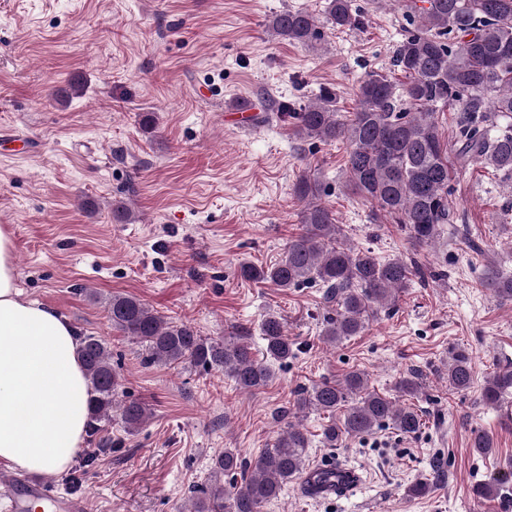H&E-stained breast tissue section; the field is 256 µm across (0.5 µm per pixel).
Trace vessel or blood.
<instances>
[{
  "instance_id": "vessel-or-blood-1",
  "label": "vessel or blood",
  "mask_w": 512,
  "mask_h": 512,
  "mask_svg": "<svg viewBox=\"0 0 512 512\" xmlns=\"http://www.w3.org/2000/svg\"><path fill=\"white\" fill-rule=\"evenodd\" d=\"M322 471L328 473V480L310 476L307 487L316 498L340 495L353 488L358 476L353 469L333 461L323 463ZM0 489L8 495L12 512H29L31 504H38L39 512H85L82 498L58 493L51 478H17L11 474L0 475Z\"/></svg>"
}]
</instances>
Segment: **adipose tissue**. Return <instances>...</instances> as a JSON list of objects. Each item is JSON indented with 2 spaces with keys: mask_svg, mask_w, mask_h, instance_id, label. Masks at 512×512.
Masks as SVG:
<instances>
[{
  "mask_svg": "<svg viewBox=\"0 0 512 512\" xmlns=\"http://www.w3.org/2000/svg\"><path fill=\"white\" fill-rule=\"evenodd\" d=\"M76 333L16 286L13 243L0 228V462L64 471L85 435L88 386Z\"/></svg>",
  "mask_w": 512,
  "mask_h": 512,
  "instance_id": "1",
  "label": "adipose tissue"
}]
</instances>
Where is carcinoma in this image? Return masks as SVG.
I'll return each mask as SVG.
<instances>
[{"label":"carcinoma","instance_id":"obj_1","mask_svg":"<svg viewBox=\"0 0 512 512\" xmlns=\"http://www.w3.org/2000/svg\"><path fill=\"white\" fill-rule=\"evenodd\" d=\"M410 22L394 50L393 70L405 82L372 71L362 81L355 111L343 118L336 112V93L320 89L317 97L277 111L292 119L302 139L349 142L345 186L383 217L403 228L417 244L434 245L442 226L451 223V172L480 164L512 181V0H388ZM326 22L338 30L355 29L361 14L352 0H325ZM275 37L301 44L324 38L319 17L306 10H285L268 21ZM459 112L453 144L442 139L436 113ZM295 193L305 203L300 232L288 243L284 260L268 267L240 266V277L278 288L322 284L327 308L321 340L334 346L360 335L381 309H394L414 279L425 282L417 263L378 259L371 251L355 250L340 241L341 226L322 202L321 184L303 176ZM482 287L500 302H512V275L495 266L481 277ZM112 326L144 347L145 361L183 364L230 377L242 391L270 382L273 360L295 357V343L285 323L269 315L261 323L262 354L239 336L222 340L204 337L191 326L173 324L141 300L114 295L107 304ZM78 356L89 387L87 431L93 437L112 422L121 387L112 355L97 336L79 337ZM448 386L467 391L473 384L471 358L463 350L450 353L445 369ZM422 388L411 372L397 383L399 393L414 397ZM512 388V367L487 378L482 398L499 403ZM300 409L328 414L323 442L331 447L346 437H361L390 425L406 437L420 431L423 420L413 405H398L369 388L365 375L350 371L341 380L323 381L300 393ZM120 420L129 432L145 424L149 408L137 400L119 406ZM311 440L304 428L290 423L270 449L247 461L226 448L213 459L212 483L198 490L188 512H262L279 498L283 487L306 475ZM479 455L494 450L493 437L482 430L472 434ZM240 475L226 488L222 475Z\"/></svg>","mask_w":512,"mask_h":512}]
</instances>
